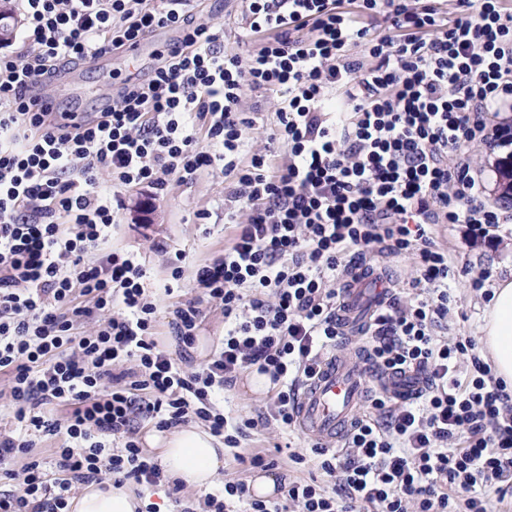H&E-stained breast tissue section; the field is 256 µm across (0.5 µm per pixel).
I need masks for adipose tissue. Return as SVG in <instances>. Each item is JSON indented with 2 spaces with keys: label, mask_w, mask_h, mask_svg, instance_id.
Segmentation results:
<instances>
[{
  "label": "adipose tissue",
  "mask_w": 512,
  "mask_h": 512,
  "mask_svg": "<svg viewBox=\"0 0 512 512\" xmlns=\"http://www.w3.org/2000/svg\"><path fill=\"white\" fill-rule=\"evenodd\" d=\"M482 343L496 375L512 387V277L495 285L481 326ZM145 442L160 453L170 479L189 488L211 486L224 467V448L205 428L190 424L173 431L152 430ZM139 499L111 484L90 485L73 501L72 512H136Z\"/></svg>",
  "instance_id": "obj_1"
}]
</instances>
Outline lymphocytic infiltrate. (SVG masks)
I'll return each instance as SVG.
<instances>
[{
  "label": "lymphocytic infiltrate",
  "instance_id": "f902f5d3",
  "mask_svg": "<svg viewBox=\"0 0 512 512\" xmlns=\"http://www.w3.org/2000/svg\"><path fill=\"white\" fill-rule=\"evenodd\" d=\"M452 5L359 0L352 13L339 0H243L244 29L261 41L242 53L190 0H21L22 47L0 54V377L14 423L0 430V482L18 484L0 489V512H69L76 487L107 481L167 488L175 512H487V489L512 490V395L472 337L437 335L455 270L431 240L438 224L477 239L503 221L462 147L512 146V128L490 123L512 110V8ZM164 27L181 31L179 45L117 102L77 117L40 96L67 67ZM246 86L284 97L270 134L286 148L281 165L265 151L241 160L255 123L240 108ZM339 97L344 109L328 110ZM211 167L230 180L232 238L198 264L204 296L177 301L169 328L192 347L206 301L224 314V339L189 372L156 339L140 256H84L111 237L119 189L161 191ZM103 171L113 192L98 189ZM370 253L414 258V293L374 311L368 351L376 371L422 388L374 396L342 449L313 446L333 487L312 477L263 500L228 481L202 505L182 497L142 448V424L198 420L228 448L262 422L293 429L300 385L339 342L346 258ZM251 369L269 380L260 422L212 401ZM61 433L42 456L35 437Z\"/></svg>",
  "mask_w": 512,
  "mask_h": 512
}]
</instances>
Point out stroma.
Segmentation results:
<instances>
[{
	"label": "stroma",
	"instance_id": "35a3bbf8",
	"mask_svg": "<svg viewBox=\"0 0 512 512\" xmlns=\"http://www.w3.org/2000/svg\"><path fill=\"white\" fill-rule=\"evenodd\" d=\"M194 11L199 22L223 30L225 49L241 47L244 31L240 24L242 8L239 0H196ZM155 63V50L149 47L132 60L116 55L109 61L74 66L59 80L47 84L44 93L60 107L94 112L118 100L125 80H148ZM280 106V95L243 87L242 109L261 113L255 126L247 131L251 150L269 149L276 155H283V147L269 139ZM463 151L471 161L474 177L485 187L487 203L508 218L507 223L491 226L486 239L477 242L466 238L463 227L455 224H440L434 228L436 244L447 249L448 258L455 266V276L448 283L451 300L446 334L477 338L481 335L486 297L484 292L472 288L471 280L484 269L490 270V280L494 283L512 274V194L505 192L496 170L499 157L505 154L504 149L493 150L474 142L466 144ZM224 186L221 169L209 168L199 172L195 180L187 184L169 181L159 195L146 186L126 189L123 193L125 206L115 216L112 237L107 243L111 249L140 251L145 258L147 283L160 309L157 340L172 357L180 359L187 371L203 366L204 361L195 349L181 351L169 333L173 299L164 292L171 280L169 254L175 250L187 253L181 283L186 292L197 294L196 265L221 254L230 240L224 226ZM223 406L232 415L254 418L267 415L271 401L268 393L251 392L246 378L242 377L233 388L225 391ZM310 446V441L297 431H284L273 425L251 430L239 451L225 450L224 468L215 485L223 487L228 480L252 482L257 471L246 465L245 460L258 453L275 455L277 464L270 473L278 485L313 476L320 483L331 485V478L320 473L314 462L296 464L290 461L291 452L308 455Z\"/></svg>",
	"mask_w": 512,
	"mask_h": 512
}]
</instances>
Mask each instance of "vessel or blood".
I'll list each match as a JSON object with an SVG mask.
<instances>
[{
  "instance_id": "1",
  "label": "vessel or blood",
  "mask_w": 512,
  "mask_h": 512,
  "mask_svg": "<svg viewBox=\"0 0 512 512\" xmlns=\"http://www.w3.org/2000/svg\"><path fill=\"white\" fill-rule=\"evenodd\" d=\"M386 286L380 270L370 263L354 264L346 278L340 313L345 334L360 332L384 299ZM407 394L413 387L400 378L375 379L365 366L337 354L323 359L316 377L308 381L297 401V425L311 440L333 445L357 414L370 386Z\"/></svg>"
}]
</instances>
